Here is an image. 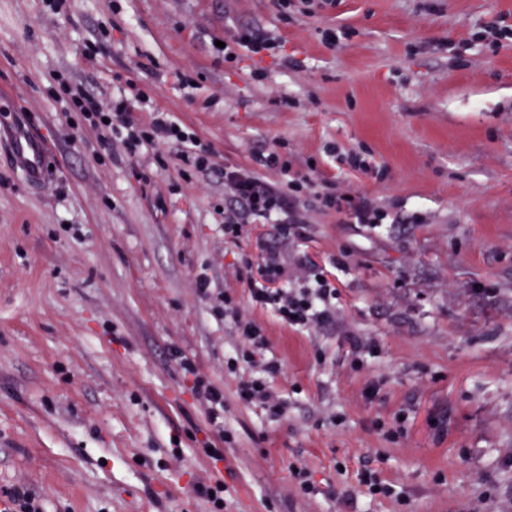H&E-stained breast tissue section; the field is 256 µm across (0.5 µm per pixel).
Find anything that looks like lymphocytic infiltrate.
Wrapping results in <instances>:
<instances>
[{"instance_id":"lymphocytic-infiltrate-1","label":"lymphocytic infiltrate","mask_w":512,"mask_h":512,"mask_svg":"<svg viewBox=\"0 0 512 512\" xmlns=\"http://www.w3.org/2000/svg\"><path fill=\"white\" fill-rule=\"evenodd\" d=\"M280 46V41L269 33L246 26L234 32L230 45L224 48V58L231 61L243 55H272ZM135 100L145 104L149 97L143 92L132 99L121 94L105 104L81 91L73 96L72 103L93 130L105 137L118 138L129 152L174 147L178 150L183 177L207 173L211 146L202 143L198 135L173 113L162 109L155 110L150 124H139L132 114L131 103ZM266 169L278 174L277 182H269L263 177L262 172ZM222 177L224 193L231 200L230 206L224 209L225 235L239 237L244 225L259 222L278 225L286 236L299 235L305 222L303 200L315 192L316 182L311 176L292 171L290 163L272 150L255 155L251 165L225 167ZM318 195L323 209L346 214L358 224L377 225L386 217L376 201L365 194L326 191ZM305 274L308 285L300 291L279 287L278 282L284 275L281 255L275 249H267L258 278L249 282L253 304L272 309L280 320L292 326L308 327L328 319L332 314L335 287L313 269H306ZM224 315L232 321L237 335L243 340L241 358L229 360L228 371H236L238 362L243 361L257 365L261 372L260 377L241 383L237 389L239 401L246 405L261 404L270 416H280L285 403L266 383L267 377L279 373L280 366L272 360L259 362L255 359L256 353L267 345L266 336L255 321L234 307L232 301H225ZM178 365L183 373L194 375L195 391L207 408L210 423L216 430H223V389L198 376L191 359L180 357Z\"/></svg>"}]
</instances>
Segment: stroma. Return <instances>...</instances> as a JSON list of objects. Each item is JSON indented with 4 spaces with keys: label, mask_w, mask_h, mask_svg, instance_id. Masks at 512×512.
Listing matches in <instances>:
<instances>
[{
    "label": "stroma",
    "mask_w": 512,
    "mask_h": 512,
    "mask_svg": "<svg viewBox=\"0 0 512 512\" xmlns=\"http://www.w3.org/2000/svg\"><path fill=\"white\" fill-rule=\"evenodd\" d=\"M49 4L0 0V128L40 140L52 167L28 185L0 148V488L26 486L44 512H210L190 488L216 476L224 512H512V41L475 38L512 0H336L311 15L278 0ZM241 26L278 38L283 58L225 62L217 44ZM130 80L215 168L275 149L370 194L391 223L313 202L302 236L259 223L225 237L216 178L104 148L71 112L70 90L106 98ZM351 152L381 172L351 169ZM270 247L281 287L323 271L330 322L251 307ZM224 296L281 366L277 420L236 397ZM177 350L223 387L229 440ZM368 472L394 497L371 494Z\"/></svg>",
    "instance_id": "obj_1"
}]
</instances>
